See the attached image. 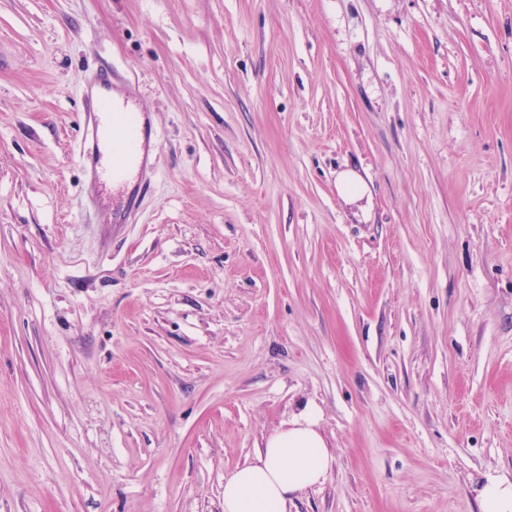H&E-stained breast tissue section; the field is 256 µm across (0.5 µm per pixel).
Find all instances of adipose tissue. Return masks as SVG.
I'll return each mask as SVG.
<instances>
[{"label": "adipose tissue", "mask_w": 512, "mask_h": 512, "mask_svg": "<svg viewBox=\"0 0 512 512\" xmlns=\"http://www.w3.org/2000/svg\"><path fill=\"white\" fill-rule=\"evenodd\" d=\"M319 420V410L308 404L287 428L269 436L225 479L224 512H287L294 497L322 485L331 457ZM474 492L480 512H512V479L485 475Z\"/></svg>", "instance_id": "adipose-tissue-1"}]
</instances>
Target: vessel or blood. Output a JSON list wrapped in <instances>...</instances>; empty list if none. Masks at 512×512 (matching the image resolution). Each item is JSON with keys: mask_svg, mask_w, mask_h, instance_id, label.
<instances>
[{"mask_svg": "<svg viewBox=\"0 0 512 512\" xmlns=\"http://www.w3.org/2000/svg\"><path fill=\"white\" fill-rule=\"evenodd\" d=\"M111 90L108 70L94 74L86 83L78 162L87 176L90 195L100 196L109 186L125 190L122 209L112 213L113 223L125 224L140 207L138 193L128 192L127 187L141 182L151 169L150 155L157 142L146 114L114 106Z\"/></svg>", "mask_w": 512, "mask_h": 512, "instance_id": "vessel-or-blood-1", "label": "vessel or blood"}]
</instances>
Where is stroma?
<instances>
[{
    "label": "stroma",
    "instance_id": "obj_1",
    "mask_svg": "<svg viewBox=\"0 0 512 512\" xmlns=\"http://www.w3.org/2000/svg\"><path fill=\"white\" fill-rule=\"evenodd\" d=\"M104 61L160 139L128 224L79 205ZM309 402L288 512L512 478V0H0V512H224ZM336 189L343 199L356 201L365 194L366 182L359 173L349 169L337 175ZM319 420V410L306 404L287 428L238 466L224 481V512H288L294 497L322 485L331 457Z\"/></svg>",
    "mask_w": 512,
    "mask_h": 512
}]
</instances>
